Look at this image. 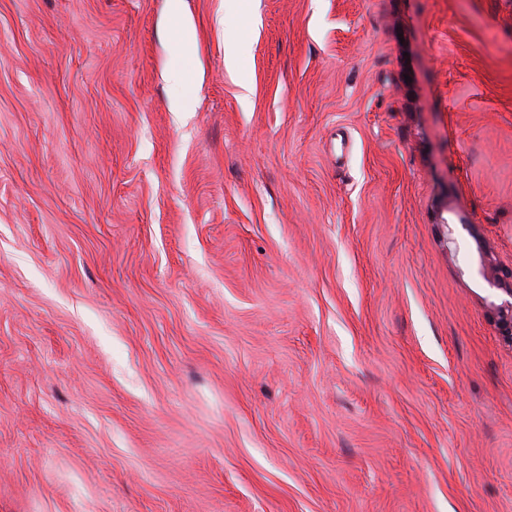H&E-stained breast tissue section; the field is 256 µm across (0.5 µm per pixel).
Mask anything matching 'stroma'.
<instances>
[{"mask_svg":"<svg viewBox=\"0 0 512 512\" xmlns=\"http://www.w3.org/2000/svg\"><path fill=\"white\" fill-rule=\"evenodd\" d=\"M511 267L512 0H0V512H512ZM161 75L169 87L179 93L171 100V111L188 112L187 101L193 92L195 83L192 72L185 67L171 66L164 68Z\"/></svg>","mask_w":512,"mask_h":512,"instance_id":"35a3bbf8","label":"stroma"}]
</instances>
